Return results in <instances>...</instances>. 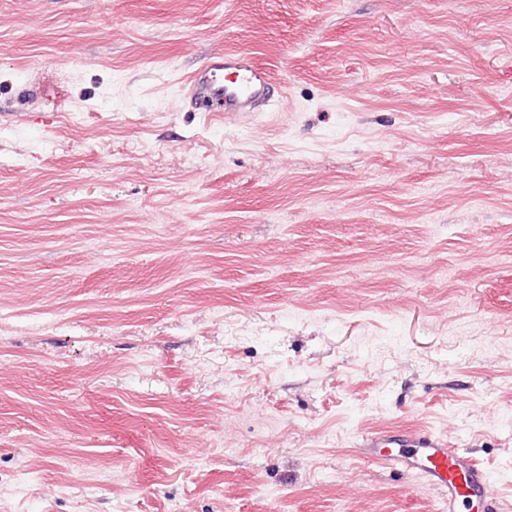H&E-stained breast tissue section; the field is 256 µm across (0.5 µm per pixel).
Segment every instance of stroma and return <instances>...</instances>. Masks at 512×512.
<instances>
[{
  "instance_id": "1",
  "label": "stroma",
  "mask_w": 512,
  "mask_h": 512,
  "mask_svg": "<svg viewBox=\"0 0 512 512\" xmlns=\"http://www.w3.org/2000/svg\"><path fill=\"white\" fill-rule=\"evenodd\" d=\"M406 430L512 512V0H0V512H443ZM274 89L272 72L250 55L218 52L191 75L188 99L195 112H256L274 100ZM394 438L368 436L363 439L361 454L388 469L418 475L428 489L445 501V512H459L460 504L466 501H492L487 473L465 449L449 448L433 436L406 433L400 440ZM394 444L399 447L389 446ZM385 448L395 449L384 451Z\"/></svg>"
}]
</instances>
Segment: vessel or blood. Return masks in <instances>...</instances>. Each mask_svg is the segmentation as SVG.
Segmentation results:
<instances>
[{
    "label": "vessel or blood",
    "instance_id": "obj_1",
    "mask_svg": "<svg viewBox=\"0 0 512 512\" xmlns=\"http://www.w3.org/2000/svg\"><path fill=\"white\" fill-rule=\"evenodd\" d=\"M188 99L197 112H253L273 101L274 76L248 54L218 52L191 75ZM361 453L388 469L418 475L442 497L446 512H458L467 501L492 499L487 473L465 449L438 438L377 434L364 438Z\"/></svg>",
    "mask_w": 512,
    "mask_h": 512
}]
</instances>
